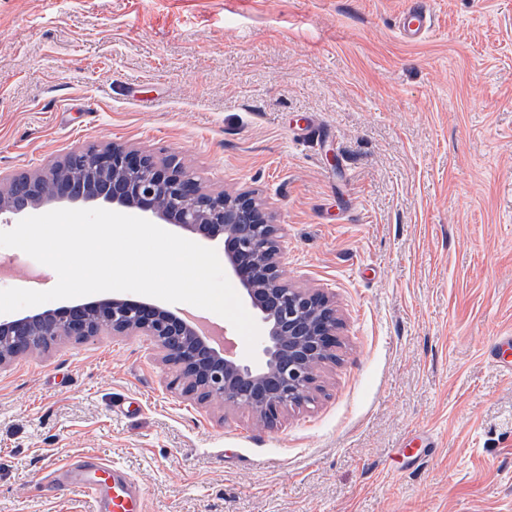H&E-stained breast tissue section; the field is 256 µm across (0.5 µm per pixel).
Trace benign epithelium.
<instances>
[{"instance_id": "benign-epithelium-1", "label": "benign epithelium", "mask_w": 512, "mask_h": 512, "mask_svg": "<svg viewBox=\"0 0 512 512\" xmlns=\"http://www.w3.org/2000/svg\"><path fill=\"white\" fill-rule=\"evenodd\" d=\"M12 197L26 202L14 205ZM55 204L136 209L199 239H223L224 267L257 313V357H236L177 310L112 297L1 318L0 337L15 338L16 347L0 350V367L59 338L80 340L108 330L151 337L176 368L172 385L200 403L218 398L274 427L284 412L310 402L318 389L316 369L336 359L341 320L325 293L284 282L281 228L268 200L247 188L207 190L176 158L158 159L117 143L72 151L46 170L0 173L1 224Z\"/></svg>"}]
</instances>
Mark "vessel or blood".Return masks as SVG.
I'll return each instance as SVG.
<instances>
[{"mask_svg": "<svg viewBox=\"0 0 512 512\" xmlns=\"http://www.w3.org/2000/svg\"><path fill=\"white\" fill-rule=\"evenodd\" d=\"M432 12L426 0L403 11L398 28L408 39L428 32ZM70 481L72 489L92 495L100 512H144V493L141 486L124 471L97 455L79 454L71 457L44 478L47 489H54L62 481Z\"/></svg>", "mask_w": 512, "mask_h": 512, "instance_id": "vessel-or-blood-1", "label": "vessel or blood"}]
</instances>
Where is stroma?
<instances>
[{
  "label": "stroma",
  "mask_w": 512,
  "mask_h": 512,
  "mask_svg": "<svg viewBox=\"0 0 512 512\" xmlns=\"http://www.w3.org/2000/svg\"><path fill=\"white\" fill-rule=\"evenodd\" d=\"M0 0V172L111 143L275 207L289 283L342 320L273 428L170 388L147 336L0 368V512H96L40 478L101 455L147 512H512V0ZM55 271L0 247V289ZM435 441L425 453L427 441ZM427 2L420 0L416 7L401 13L398 28L405 38L415 39L429 31L432 25V12Z\"/></svg>",
  "instance_id": "1"
}]
</instances>
